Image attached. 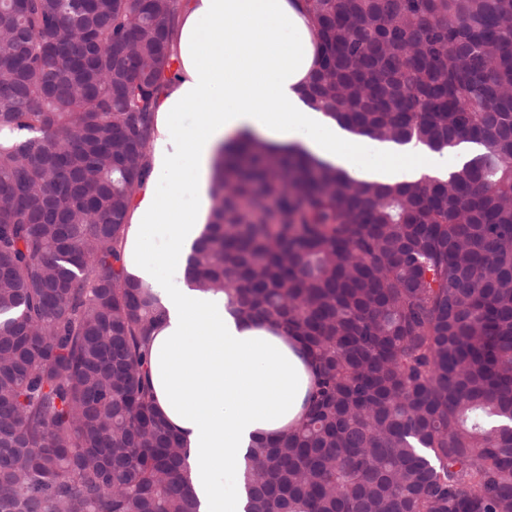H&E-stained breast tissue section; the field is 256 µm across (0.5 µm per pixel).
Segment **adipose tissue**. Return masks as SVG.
<instances>
[{"label":"adipose tissue","instance_id":"1","mask_svg":"<svg viewBox=\"0 0 512 512\" xmlns=\"http://www.w3.org/2000/svg\"><path fill=\"white\" fill-rule=\"evenodd\" d=\"M171 44L176 74L156 100L151 175L132 203L122 263L166 312L147 372L155 408L187 452L200 512H245V456L303 419L310 355L296 337L240 319L226 294L186 281L218 147L251 133L384 184L447 180L482 148L465 141L439 153L357 136L307 103L317 45L303 0H180Z\"/></svg>","mask_w":512,"mask_h":512}]
</instances>
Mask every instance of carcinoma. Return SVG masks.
Wrapping results in <instances>:
<instances>
[{"label":"carcinoma","mask_w":512,"mask_h":512,"mask_svg":"<svg viewBox=\"0 0 512 512\" xmlns=\"http://www.w3.org/2000/svg\"><path fill=\"white\" fill-rule=\"evenodd\" d=\"M178 2L0 0V512H200L146 373L163 313L120 256ZM304 3L318 109L483 153L394 185L250 138L216 159L187 275L314 360L245 512H505L512 0Z\"/></svg>","instance_id":"obj_1"}]
</instances>
